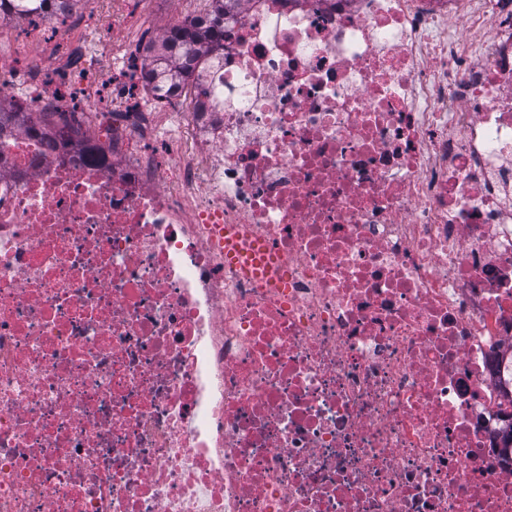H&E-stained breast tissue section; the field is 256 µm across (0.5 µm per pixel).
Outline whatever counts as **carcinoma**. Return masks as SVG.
Returning a JSON list of instances; mask_svg holds the SVG:
<instances>
[{
    "instance_id": "cac0c4a2",
    "label": "carcinoma",
    "mask_w": 512,
    "mask_h": 512,
    "mask_svg": "<svg viewBox=\"0 0 512 512\" xmlns=\"http://www.w3.org/2000/svg\"><path fill=\"white\" fill-rule=\"evenodd\" d=\"M78 0H0V19L17 23L32 15L67 16ZM240 0H210L205 16L170 32L163 39L142 45V70L150 82L165 88L199 79L200 72L223 61L224 15L234 11Z\"/></svg>"
}]
</instances>
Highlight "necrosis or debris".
<instances>
[{
  "label": "necrosis or debris",
  "instance_id": "4bbe7bcc",
  "mask_svg": "<svg viewBox=\"0 0 512 512\" xmlns=\"http://www.w3.org/2000/svg\"><path fill=\"white\" fill-rule=\"evenodd\" d=\"M55 27L0 50L58 114L0 129V512H512V0H244L137 109Z\"/></svg>",
  "mask_w": 512,
  "mask_h": 512
}]
</instances>
